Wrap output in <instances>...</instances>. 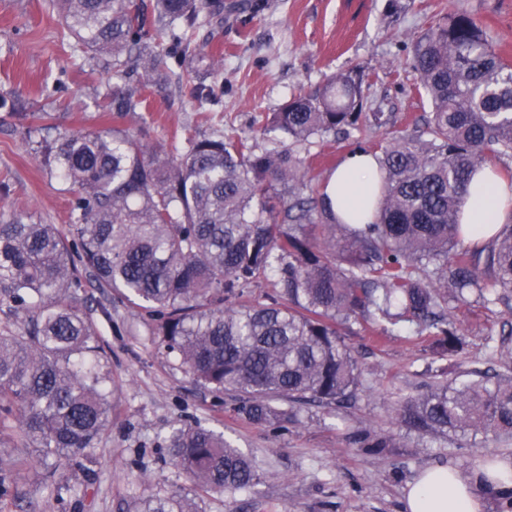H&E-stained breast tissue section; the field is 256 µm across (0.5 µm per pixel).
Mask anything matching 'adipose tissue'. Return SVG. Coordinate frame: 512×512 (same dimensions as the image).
I'll return each mask as SVG.
<instances>
[{"instance_id":"adipose-tissue-1","label":"adipose tissue","mask_w":512,"mask_h":512,"mask_svg":"<svg viewBox=\"0 0 512 512\" xmlns=\"http://www.w3.org/2000/svg\"><path fill=\"white\" fill-rule=\"evenodd\" d=\"M379 164L369 154L348 155L330 176L327 194L330 208L340 224L375 221ZM512 218V188L496 180L475 179L462 203V221L480 227L490 239L499 224ZM499 492L512 490V479L500 481L492 468L477 467L461 474L453 466L424 469L404 490L405 512H481L477 488Z\"/></svg>"}]
</instances>
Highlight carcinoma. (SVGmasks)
Returning a JSON list of instances; mask_svg holds the SVG:
<instances>
[{
	"label": "carcinoma",
	"mask_w": 512,
	"mask_h": 512,
	"mask_svg": "<svg viewBox=\"0 0 512 512\" xmlns=\"http://www.w3.org/2000/svg\"><path fill=\"white\" fill-rule=\"evenodd\" d=\"M73 53L110 56L112 83L93 111L125 118L145 107L163 79L191 88L209 111L224 87L198 72L214 55L199 27L223 23V0H52ZM142 78H133L132 52ZM192 59L196 72H178ZM418 90L431 112L420 134L396 131L379 158L381 201L371 224H338L321 191L305 186L306 145L391 114L362 112L365 77L345 70L290 98L263 125L265 145L239 135L187 137L176 157L127 129L65 131L39 145L59 177L78 188L61 229L0 212V447L33 448L85 474L112 417V377L82 293L125 291L155 321L154 334L194 383L243 396L250 421L285 430L294 415L273 405L333 404L354 396L356 360L340 326L416 323L448 355L462 337L442 328L449 298L475 289L512 306V224L484 242L466 240L460 207L473 174L491 157H512V64L465 13L444 14L412 46ZM273 279L263 299L252 289ZM429 436H512V376L473 372L457 386L436 382L400 413ZM175 466L209 490L257 480L251 459L200 424L168 438ZM135 512H196L179 492L155 495Z\"/></svg>",
	"instance_id": "1"
}]
</instances>
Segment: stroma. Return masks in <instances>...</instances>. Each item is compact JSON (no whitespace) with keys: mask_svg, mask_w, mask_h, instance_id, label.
I'll return each mask as SVG.
<instances>
[{"mask_svg":"<svg viewBox=\"0 0 512 512\" xmlns=\"http://www.w3.org/2000/svg\"><path fill=\"white\" fill-rule=\"evenodd\" d=\"M255 19L225 18L213 51L222 62L220 102L211 112L170 84L150 96L143 112L121 120L90 118L86 107L105 71L74 66L59 38L48 0H0V180L10 193L0 208L66 226L72 200L67 186L44 163L40 140L57 130L118 126L149 146L180 154L188 135L216 138L258 135L266 113L298 91L323 85L339 71L368 77L363 109L395 113L400 127H423L430 106L416 92L414 41L442 13L456 11L482 24L497 53L512 61V0H263ZM62 81L58 100L42 96L44 83ZM27 105L26 117L12 113ZM53 116L38 131V116ZM382 130L361 125L351 136L300 147L310 173L327 183L346 154L363 146L378 153ZM90 306L112 375V420L97 446L93 476L63 466L49 472L32 449L1 448L0 468L13 472V488L0 512H133L144 498L171 489L194 499L201 512H404L403 491L424 469L452 465L470 473L489 462L512 461V438L423 437L400 420L401 407L438 378L461 384L471 370L512 375V357L498 353L512 333V309L484 306L476 295L450 302L448 319L463 338L461 351L440 355L434 337L408 327L376 331L356 322L342 340L358 364L355 398L336 405L293 406L294 421L276 431L238 411L241 396L195 386L166 356L154 323L121 291L92 292ZM107 315H100V308ZM223 432L258 470L241 491H208L172 463L167 438L175 423ZM387 439L378 452L359 447L360 431Z\"/></svg>","mask_w":512,"mask_h":512,"instance_id":"obj_1","label":"stroma"}]
</instances>
